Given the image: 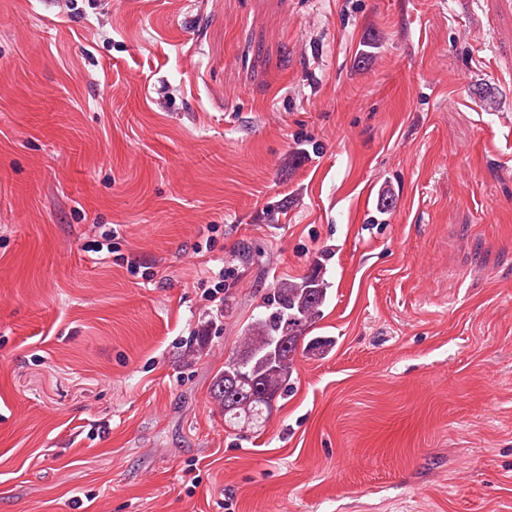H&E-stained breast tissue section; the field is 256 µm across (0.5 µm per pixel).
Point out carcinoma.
<instances>
[{"label": "carcinoma", "instance_id": "1", "mask_svg": "<svg viewBox=\"0 0 512 512\" xmlns=\"http://www.w3.org/2000/svg\"><path fill=\"white\" fill-rule=\"evenodd\" d=\"M329 288L318 261L308 275L282 279L271 288L264 312L251 322L241 346L227 356L224 372L211 388L226 425L263 426L272 413L264 394L271 390L279 396L287 391L299 354L329 347L327 341L307 336L323 312ZM242 355L249 357L244 368L239 366Z\"/></svg>", "mask_w": 512, "mask_h": 512}]
</instances>
